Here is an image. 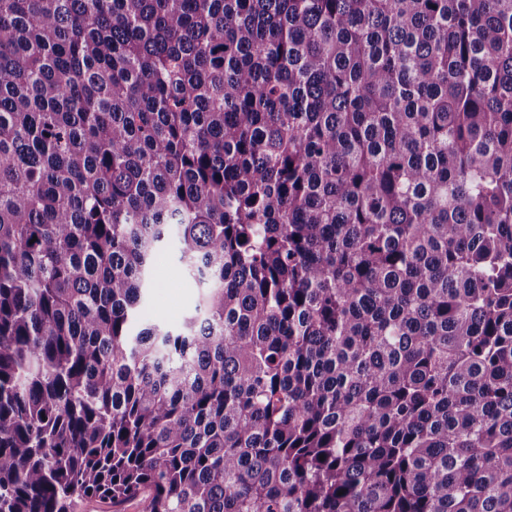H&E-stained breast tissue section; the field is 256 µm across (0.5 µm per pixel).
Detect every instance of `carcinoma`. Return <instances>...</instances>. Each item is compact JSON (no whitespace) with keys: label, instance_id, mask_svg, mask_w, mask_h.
<instances>
[{"label":"carcinoma","instance_id":"1","mask_svg":"<svg viewBox=\"0 0 512 512\" xmlns=\"http://www.w3.org/2000/svg\"><path fill=\"white\" fill-rule=\"evenodd\" d=\"M89 498L512 512V0H0V512ZM199 294L200 288L183 276L176 244L170 242L156 258L153 277L147 283L144 312L169 329H179L193 311Z\"/></svg>","mask_w":512,"mask_h":512}]
</instances>
